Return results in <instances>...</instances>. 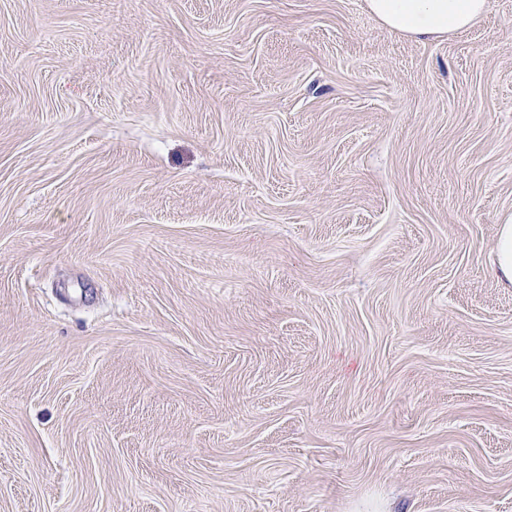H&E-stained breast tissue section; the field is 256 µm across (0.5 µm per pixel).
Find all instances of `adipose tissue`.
<instances>
[{"label": "adipose tissue", "mask_w": 512, "mask_h": 512, "mask_svg": "<svg viewBox=\"0 0 512 512\" xmlns=\"http://www.w3.org/2000/svg\"><path fill=\"white\" fill-rule=\"evenodd\" d=\"M366 6L387 30L423 40L469 29L486 0H366Z\"/></svg>", "instance_id": "obj_1"}]
</instances>
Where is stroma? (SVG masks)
<instances>
[{"mask_svg": "<svg viewBox=\"0 0 512 512\" xmlns=\"http://www.w3.org/2000/svg\"><path fill=\"white\" fill-rule=\"evenodd\" d=\"M512 0H0V512H512ZM487 0H366L387 30L417 40L469 29L484 13ZM496 270L500 280L512 285V224H501L496 255Z\"/></svg>", "mask_w": 512, "mask_h": 512, "instance_id": "obj_1", "label": "stroma"}]
</instances>
